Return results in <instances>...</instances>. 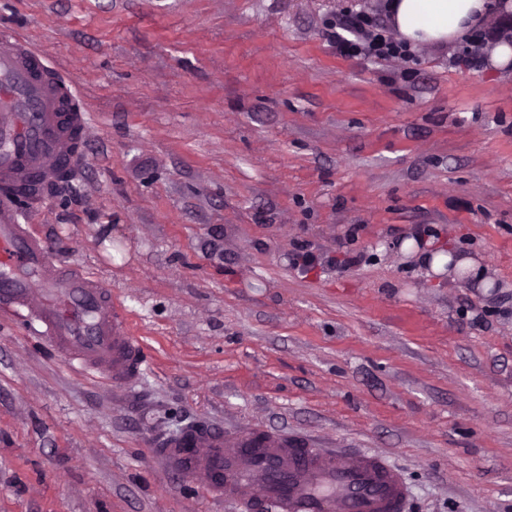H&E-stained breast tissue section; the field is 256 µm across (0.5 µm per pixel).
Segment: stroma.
Instances as JSON below:
<instances>
[{
  "mask_svg": "<svg viewBox=\"0 0 512 512\" xmlns=\"http://www.w3.org/2000/svg\"><path fill=\"white\" fill-rule=\"evenodd\" d=\"M387 2L0 0L93 120L33 228L150 363L112 387L0 318V512H240L153 456L198 421L380 453L405 512H512V63L337 56L327 23ZM429 231L483 279L420 264Z\"/></svg>",
  "mask_w": 512,
  "mask_h": 512,
  "instance_id": "obj_1",
  "label": "stroma"
}]
</instances>
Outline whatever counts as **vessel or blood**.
Wrapping results in <instances>:
<instances>
[{
	"instance_id": "obj_1",
	"label": "vessel or blood",
	"mask_w": 512,
	"mask_h": 512,
	"mask_svg": "<svg viewBox=\"0 0 512 512\" xmlns=\"http://www.w3.org/2000/svg\"><path fill=\"white\" fill-rule=\"evenodd\" d=\"M76 96L73 80L42 51L0 29V309L37 326L43 343L89 375L127 387L149 359L110 289L83 267L54 259L13 203L18 192L82 161L91 116L75 106ZM153 447L168 470L203 476L213 495L243 512H403L408 495L383 456L357 453L345 463L296 436L246 428L229 439L222 428L193 424Z\"/></svg>"
}]
</instances>
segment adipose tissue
Instances as JSON below:
<instances>
[{
	"instance_id": "1",
	"label": "adipose tissue",
	"mask_w": 512,
	"mask_h": 512,
	"mask_svg": "<svg viewBox=\"0 0 512 512\" xmlns=\"http://www.w3.org/2000/svg\"><path fill=\"white\" fill-rule=\"evenodd\" d=\"M489 0H395L392 24L412 42L453 43L476 27Z\"/></svg>"
}]
</instances>
